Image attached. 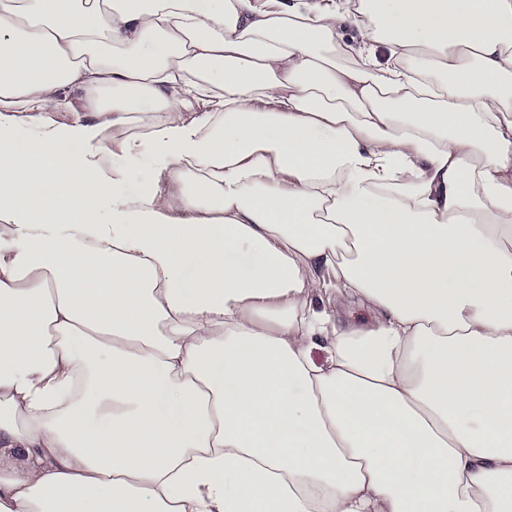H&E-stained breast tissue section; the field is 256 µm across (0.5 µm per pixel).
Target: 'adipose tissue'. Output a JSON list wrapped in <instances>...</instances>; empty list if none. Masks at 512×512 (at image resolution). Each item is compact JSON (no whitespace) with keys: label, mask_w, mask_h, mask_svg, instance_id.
Instances as JSON below:
<instances>
[{"label":"adipose tissue","mask_w":512,"mask_h":512,"mask_svg":"<svg viewBox=\"0 0 512 512\" xmlns=\"http://www.w3.org/2000/svg\"><path fill=\"white\" fill-rule=\"evenodd\" d=\"M0 512H512V0H0Z\"/></svg>","instance_id":"1"}]
</instances>
